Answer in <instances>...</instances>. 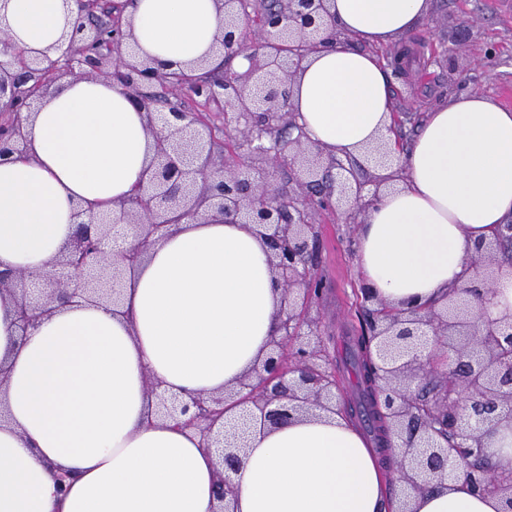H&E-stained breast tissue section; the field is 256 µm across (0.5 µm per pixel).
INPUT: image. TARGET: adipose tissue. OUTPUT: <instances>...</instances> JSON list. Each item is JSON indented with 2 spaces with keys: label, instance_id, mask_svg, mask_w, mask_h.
I'll return each mask as SVG.
<instances>
[{
  "label": "adipose tissue",
  "instance_id": "adipose-tissue-1",
  "mask_svg": "<svg viewBox=\"0 0 512 512\" xmlns=\"http://www.w3.org/2000/svg\"><path fill=\"white\" fill-rule=\"evenodd\" d=\"M355 39L312 51L292 102L309 141L393 176L356 232L365 287L430 306L458 284L479 241L512 220V109L460 93L427 112L406 150L392 137L391 71L368 44L409 33L430 0H331ZM136 51L179 68L211 55L217 0H133ZM0 27L39 52L67 33L63 0H0ZM27 156L0 157V271L51 269L75 230L147 178L153 139L121 87L72 80L37 102ZM278 290L248 224L182 220L126 273L124 301L76 298L20 336L0 293V512H214L216 457L151 412L147 383L208 395L267 351ZM67 473L66 493L56 477ZM235 512H390L387 471L348 418L321 413L255 428L233 475ZM416 512H500L464 479L413 498Z\"/></svg>",
  "mask_w": 512,
  "mask_h": 512
}]
</instances>
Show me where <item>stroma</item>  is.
I'll list each match as a JSON object with an SVG mask.
<instances>
[{
  "label": "stroma",
  "instance_id": "obj_1",
  "mask_svg": "<svg viewBox=\"0 0 512 512\" xmlns=\"http://www.w3.org/2000/svg\"><path fill=\"white\" fill-rule=\"evenodd\" d=\"M473 18L478 28L463 33L462 23ZM405 41L414 48V59L404 77L392 80L395 108L408 117L405 134H412L428 110L461 90L512 107V0H431L429 13ZM490 48L495 54L488 60L484 54ZM319 231L314 274L325 290L313 301L310 315L319 323V341L330 364L338 367L359 328L355 229L340 216L326 214Z\"/></svg>",
  "mask_w": 512,
  "mask_h": 512
}]
</instances>
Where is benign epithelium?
<instances>
[{
	"mask_svg": "<svg viewBox=\"0 0 512 512\" xmlns=\"http://www.w3.org/2000/svg\"><path fill=\"white\" fill-rule=\"evenodd\" d=\"M80 10L67 47L60 53L32 56L16 48L0 30V112H12L0 129V156L24 154L22 106L48 94L62 79L102 76L122 86L145 113L154 138V157L146 183L99 217L75 213V233L61 247L49 272L16 269L0 272V291L17 297L19 335L24 336L53 305L91 295L115 306L123 291V272L140 261L150 239L162 236L185 218L251 224L267 247L279 287V324L264 357L237 385L220 394L166 396L149 381L155 413L175 427L200 435L203 447L218 451L220 476L216 512H230L235 496L231 474L237 471L255 424L275 428L318 411L344 413L337 398L336 371L311 346H295L307 329L318 333L308 316L319 293L312 276L317 261V217L350 205L365 215L378 192L347 176L343 160L305 140L291 104L292 79L306 55L322 44L346 43L336 30L329 0H272L266 20H253L249 0L224 2V30L218 37L224 58L250 61L240 73L222 78L208 70L190 80L179 72L127 48L132 24L121 16L112 24V41L98 47L94 0H74ZM33 75L41 77L29 85ZM159 84L172 95L186 89L205 103L224 101L244 117L233 127L247 156L218 164L211 129L203 115L162 101L149 88ZM298 175V192L277 188L279 171ZM512 247V223L500 224L466 262L463 283L448 289L436 308L390 307L370 289L359 290L366 308L376 354L372 384L375 409L383 418L387 447L398 487L423 492L433 483L464 477L480 493L500 496L502 512H512V471L484 459L486 440L503 420L512 421V316L493 318L488 305L503 273L497 252ZM244 408L240 419L224 415Z\"/></svg>",
	"mask_w": 512,
	"mask_h": 512,
	"instance_id": "1",
	"label": "benign epithelium"
}]
</instances>
